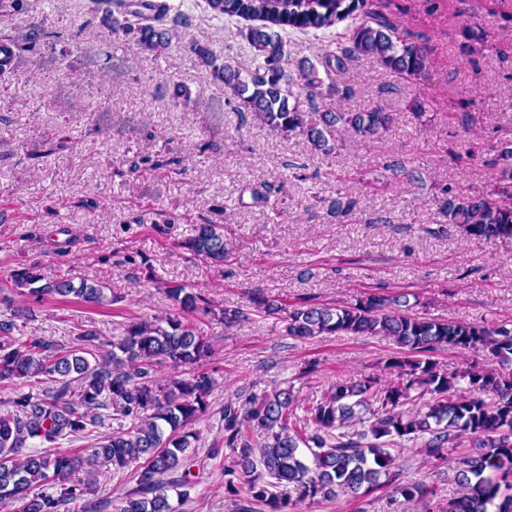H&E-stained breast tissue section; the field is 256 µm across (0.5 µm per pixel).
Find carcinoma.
<instances>
[{"label": "carcinoma", "instance_id": "carcinoma-1", "mask_svg": "<svg viewBox=\"0 0 512 512\" xmlns=\"http://www.w3.org/2000/svg\"><path fill=\"white\" fill-rule=\"evenodd\" d=\"M102 24L130 37L148 52L170 49L174 34L165 27L169 6L142 0H95ZM122 9L123 19L112 13ZM219 15L260 21L245 38L261 59L249 80L238 66L216 58L205 47L191 51L238 99L236 111L250 113L283 136L298 133L328 152L336 124L371 140L386 132L390 113L378 108L362 112H322L316 123L306 120L303 103L315 107L322 81L310 65L300 68L305 97L293 93V77L284 67L288 57L277 32L280 27L329 28L364 6V0H207ZM156 10L152 18L145 11ZM1 15H22L23 27L0 36V44L21 60L48 35L45 19L28 14L27 0H0ZM368 56L402 79L429 67L425 51L394 40L386 19L358 25L350 45L327 50L320 64L341 71L347 59ZM505 185L487 195L461 196L452 188L443 209L448 223L475 239L512 241V147L492 160ZM182 247L216 263L224 261V226L199 224ZM39 303L47 297H73L93 306L115 301L94 280L47 278L35 266L13 269L0 287V388L25 384L0 408V505L12 512H176L171 494L188 496L191 441L199 439L189 425L208 410L214 378L212 344L194 325V315L212 309L200 293L184 285L166 288L176 310L161 319H141L125 336L104 350L98 332L77 328L79 345L65 348L45 338L15 337L22 311L11 307L13 296ZM252 312L282 320L286 335L298 340L317 336H384L400 352L384 362L391 375L339 380L315 403L299 407L291 389L257 396L238 393L224 403V447L233 455L224 467V490L240 497L239 510L252 512L261 503L269 512H297L306 501L318 503L341 496L360 498L387 490L390 499L428 501V512H512V327L479 322L434 320L409 311L407 292L367 293L339 306L302 303L286 307L275 296L254 292ZM248 313L225 308L217 321L232 327ZM453 348L462 354L487 353L502 364L490 372L472 360L449 371L433 353ZM186 368L165 381L156 368ZM107 410L128 427L114 431L81 453L58 452L59 441L90 434L104 426ZM423 440L426 462L438 468L454 462L458 496L430 501L424 478L407 479L394 469L404 443ZM37 440L43 451H27ZM471 450L457 454L463 441ZM133 468L136 488L115 501L91 499L95 476L102 468ZM291 486L296 498L274 492Z\"/></svg>", "mask_w": 512, "mask_h": 512}]
</instances>
